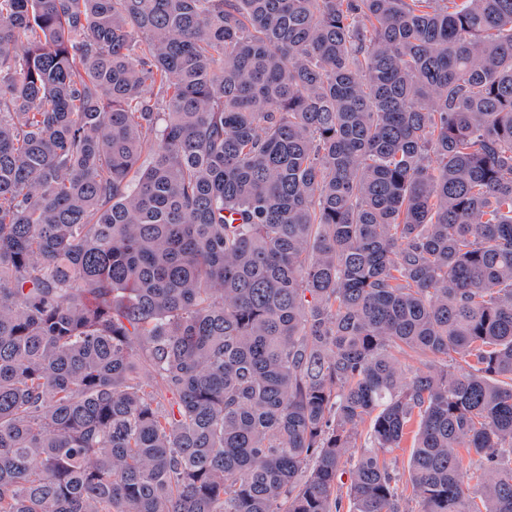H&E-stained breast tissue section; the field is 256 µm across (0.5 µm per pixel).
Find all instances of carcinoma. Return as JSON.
I'll return each mask as SVG.
<instances>
[{
    "instance_id": "carcinoma-1",
    "label": "carcinoma",
    "mask_w": 512,
    "mask_h": 512,
    "mask_svg": "<svg viewBox=\"0 0 512 512\" xmlns=\"http://www.w3.org/2000/svg\"><path fill=\"white\" fill-rule=\"evenodd\" d=\"M413 426L512 512V0H0V512H408ZM413 432H410L404 438L401 447L396 448L393 453L387 455L395 465V468L402 476L400 487L404 490L403 497L407 507L417 510L418 504L416 498L412 495V488L407 483L408 479V461L412 450Z\"/></svg>"
}]
</instances>
